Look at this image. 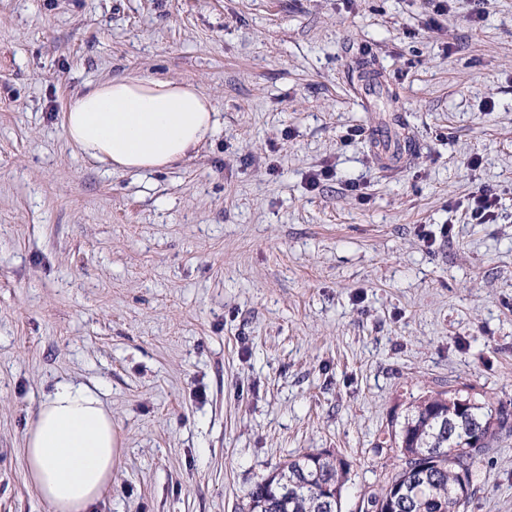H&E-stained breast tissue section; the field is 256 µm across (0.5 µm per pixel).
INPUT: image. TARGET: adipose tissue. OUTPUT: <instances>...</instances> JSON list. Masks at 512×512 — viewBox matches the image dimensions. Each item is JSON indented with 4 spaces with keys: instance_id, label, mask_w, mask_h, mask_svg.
Wrapping results in <instances>:
<instances>
[{
    "instance_id": "adipose-tissue-1",
    "label": "adipose tissue",
    "mask_w": 512,
    "mask_h": 512,
    "mask_svg": "<svg viewBox=\"0 0 512 512\" xmlns=\"http://www.w3.org/2000/svg\"><path fill=\"white\" fill-rule=\"evenodd\" d=\"M215 127L212 101L194 85L116 76L70 103L66 138L117 171L152 172L195 150ZM26 478L54 512H89L112 483V416L87 385L65 382L43 401L24 441Z\"/></svg>"
}]
</instances>
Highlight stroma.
<instances>
[{"mask_svg": "<svg viewBox=\"0 0 512 512\" xmlns=\"http://www.w3.org/2000/svg\"><path fill=\"white\" fill-rule=\"evenodd\" d=\"M484 10L0 0V512H53L24 436L63 381L119 440L93 512H244L310 450L349 462L357 512L415 400L512 410V0ZM120 74L197 86L214 133L157 172L91 158L64 112ZM399 131L416 152L383 164ZM482 187L508 219L453 209ZM465 512H512V433Z\"/></svg>", "mask_w": 512, "mask_h": 512, "instance_id": "1", "label": "stroma"}]
</instances>
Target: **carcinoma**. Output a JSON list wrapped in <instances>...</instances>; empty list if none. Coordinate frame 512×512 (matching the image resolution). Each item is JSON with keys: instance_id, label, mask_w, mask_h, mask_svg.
<instances>
[{"instance_id": "cac0c4a2", "label": "carcinoma", "mask_w": 512, "mask_h": 512, "mask_svg": "<svg viewBox=\"0 0 512 512\" xmlns=\"http://www.w3.org/2000/svg\"><path fill=\"white\" fill-rule=\"evenodd\" d=\"M465 408L458 410V403ZM512 430V414L479 403L459 392L429 395L409 409L399 429L390 434L388 451L402 467L380 491L368 495L377 506L388 491H413L411 504L399 512H463L474 479L491 441L500 430ZM478 445L474 455L448 456L450 448ZM348 463L327 450L303 453L268 474L248 493V512H324L322 497L330 492L333 512H341Z\"/></svg>"}]
</instances>
